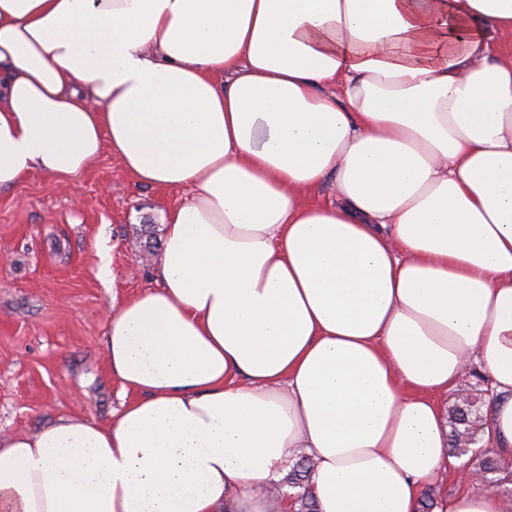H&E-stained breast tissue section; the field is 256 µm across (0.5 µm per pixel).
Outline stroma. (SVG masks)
Returning a JSON list of instances; mask_svg holds the SVG:
<instances>
[{
	"instance_id": "1",
	"label": "stroma",
	"mask_w": 512,
	"mask_h": 512,
	"mask_svg": "<svg viewBox=\"0 0 512 512\" xmlns=\"http://www.w3.org/2000/svg\"><path fill=\"white\" fill-rule=\"evenodd\" d=\"M182 199L136 183L108 152L76 180L35 175L0 193L1 434L110 420L122 389L107 366L108 313L155 286L162 218Z\"/></svg>"
}]
</instances>
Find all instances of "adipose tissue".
<instances>
[{
  "label": "adipose tissue",
  "mask_w": 512,
  "mask_h": 512,
  "mask_svg": "<svg viewBox=\"0 0 512 512\" xmlns=\"http://www.w3.org/2000/svg\"><path fill=\"white\" fill-rule=\"evenodd\" d=\"M512 0H0V191L184 192L112 306L132 401L0 436V512H416L489 382L512 454ZM335 199L317 202L325 184ZM300 456H298L295 459H292L288 463L286 469L284 470L279 479L280 482V480H282L288 475V477L285 480V484L286 486H288L287 490H294L297 488L299 490L292 493L288 492V495L287 492L284 493L282 492V490H279V494L280 496L294 498L295 501L299 503L298 509V506L293 503L292 499H290L291 502L295 505V507L292 506V512H296L297 510H299L300 512H317L318 510L316 496L314 494L313 485L311 481L314 463L310 458L303 455Z\"/></svg>",
  "instance_id": "adipose-tissue-1"
}]
</instances>
